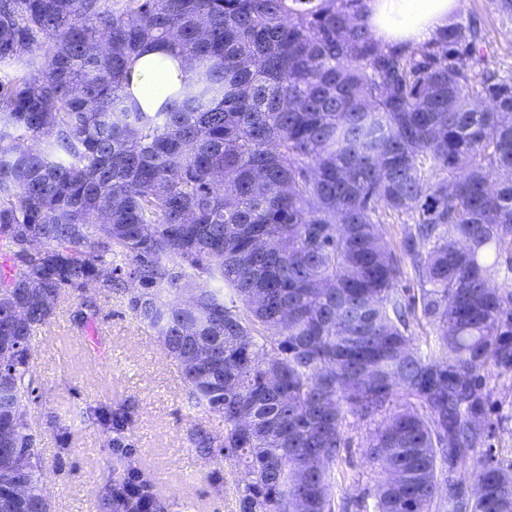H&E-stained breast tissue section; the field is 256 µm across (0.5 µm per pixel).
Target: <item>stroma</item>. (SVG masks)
<instances>
[{
  "label": "stroma",
  "instance_id": "obj_1",
  "mask_svg": "<svg viewBox=\"0 0 512 512\" xmlns=\"http://www.w3.org/2000/svg\"><path fill=\"white\" fill-rule=\"evenodd\" d=\"M456 20L481 28L489 66L512 72V8L503 0H459ZM95 310L92 325L79 327L72 312L80 302ZM31 365L40 378L37 398L28 405L36 446L44 458L42 487L54 512H92L91 494L110 459L105 438L91 425L71 422L86 403L124 401L133 408L132 433L141 465L155 477L161 492L187 512H238L236 485L244 476L232 460L201 458L188 441L197 423L222 427L221 417L202 413L188 399L180 368L164 352L155 331L126 303L88 287L82 297L66 296L53 322L38 333ZM490 418L504 421L489 443L502 460L512 459V376L492 378ZM59 419L69 436L60 439L51 419ZM373 423L351 420L350 445L342 449L334 472V499L343 504L363 500L375 512V488L382 475L366 454ZM224 480L216 493L211 475Z\"/></svg>",
  "mask_w": 512,
  "mask_h": 512
}]
</instances>
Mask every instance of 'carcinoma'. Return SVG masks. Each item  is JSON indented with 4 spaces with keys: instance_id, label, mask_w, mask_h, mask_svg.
I'll use <instances>...</instances> for the list:
<instances>
[{
    "instance_id": "cac0c4a2",
    "label": "carcinoma",
    "mask_w": 512,
    "mask_h": 512,
    "mask_svg": "<svg viewBox=\"0 0 512 512\" xmlns=\"http://www.w3.org/2000/svg\"><path fill=\"white\" fill-rule=\"evenodd\" d=\"M483 41L457 22L383 46L365 0H0V512H53L27 420L31 346L92 283L224 419L188 441L243 471L239 512H335L350 415L381 417L367 454L402 470L376 512H433L442 494L448 512H512V462L492 449L472 485L454 477L492 432L488 381L512 374V282L492 286L512 271V74ZM148 44L194 74L155 112L126 91ZM382 224L405 225L402 255ZM403 256L416 301L398 289ZM187 288L199 304L183 313ZM422 318L440 329L427 352ZM200 344L210 359L181 364ZM132 414L78 412L112 454L95 512H175Z\"/></svg>"
}]
</instances>
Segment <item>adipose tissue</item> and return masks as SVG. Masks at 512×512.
Returning <instances> with one entry per match:
<instances>
[{
  "mask_svg": "<svg viewBox=\"0 0 512 512\" xmlns=\"http://www.w3.org/2000/svg\"><path fill=\"white\" fill-rule=\"evenodd\" d=\"M371 31L381 44H421L454 21L456 0H366ZM192 73L162 46H145L135 58L129 91L143 111L159 109L169 97L184 93Z\"/></svg>",
  "mask_w": 512,
  "mask_h": 512,
  "instance_id": "1",
  "label": "adipose tissue"
}]
</instances>
